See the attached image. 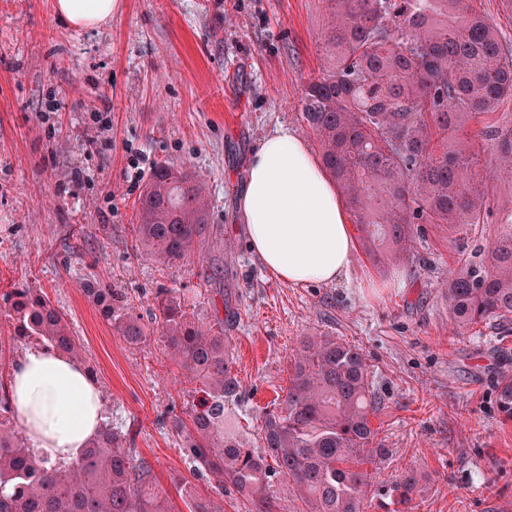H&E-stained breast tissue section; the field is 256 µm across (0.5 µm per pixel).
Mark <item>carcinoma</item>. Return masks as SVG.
<instances>
[{
    "mask_svg": "<svg viewBox=\"0 0 512 512\" xmlns=\"http://www.w3.org/2000/svg\"><path fill=\"white\" fill-rule=\"evenodd\" d=\"M325 2L324 48L333 65L304 87L302 117L365 252L376 265L388 264L411 250L417 224L483 223L485 195L472 177L478 161L448 143L464 116H483L480 137L490 142L498 171L512 177V123L498 119L500 104L512 100V51L492 22L469 10L468 0ZM206 208L204 189L188 172L158 164L138 199V245L161 264L190 257L206 231ZM501 224L486 255L459 254V271L448 280V319L461 335L487 322L512 332V213ZM83 291L114 333L133 346L146 341L148 328L124 292L92 276ZM3 300L16 335L77 354L68 323L47 298L15 288ZM155 310L175 362L200 382L188 419L172 420L192 471L213 480L211 492L185 495L188 512H223L218 500L227 488L244 498L247 512H283L276 480L300 501L297 512H361L371 492L390 499L391 512H415L427 474L407 468L375 487L366 468L382 451L372 425L380 402L360 348L329 335L302 343L287 392L265 413L260 452L228 426L240 383L224 321L188 322L174 288L157 292ZM498 402L511 420L512 379H501ZM9 410L5 391L0 512H173L152 491V466L111 426L78 460L57 465L35 460Z\"/></svg>",
    "mask_w": 512,
    "mask_h": 512,
    "instance_id": "1",
    "label": "carcinoma"
}]
</instances>
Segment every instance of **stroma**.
Segmentation results:
<instances>
[{"instance_id": "1", "label": "stroma", "mask_w": 512, "mask_h": 512, "mask_svg": "<svg viewBox=\"0 0 512 512\" xmlns=\"http://www.w3.org/2000/svg\"><path fill=\"white\" fill-rule=\"evenodd\" d=\"M327 16L325 0H121L110 20L81 30L53 0H0V295L28 288L64 313L108 417L175 512H186V489L209 487L170 425L195 385L158 328L137 346L114 335L81 288L86 276L124 290L146 320L162 288L179 289L201 325L231 305L236 412L255 448L306 337L359 347L387 450L374 483L412 466L431 476L417 512H512V420L496 404L499 379L512 377V335L482 324L461 335L448 322L459 253L485 247L512 208L480 122L466 121L457 146L479 156L486 223L426 225L413 253L382 270L355 248L331 286L281 282L248 246L237 198L261 141L285 125L320 152L300 100L329 65ZM160 163L188 170L209 204L201 246L173 265L136 242L137 200Z\"/></svg>"}]
</instances>
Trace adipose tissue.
<instances>
[{
  "mask_svg": "<svg viewBox=\"0 0 512 512\" xmlns=\"http://www.w3.org/2000/svg\"><path fill=\"white\" fill-rule=\"evenodd\" d=\"M119 0H55L73 28L98 26ZM249 246L265 269L292 285L336 283L354 249L345 207L299 135L282 125L256 151L238 201ZM18 423L37 457L72 462L105 419L103 392L86 368L49 347L27 349L10 370Z\"/></svg>",
  "mask_w": 512,
  "mask_h": 512,
  "instance_id": "ef3b65f1",
  "label": "adipose tissue"
}]
</instances>
